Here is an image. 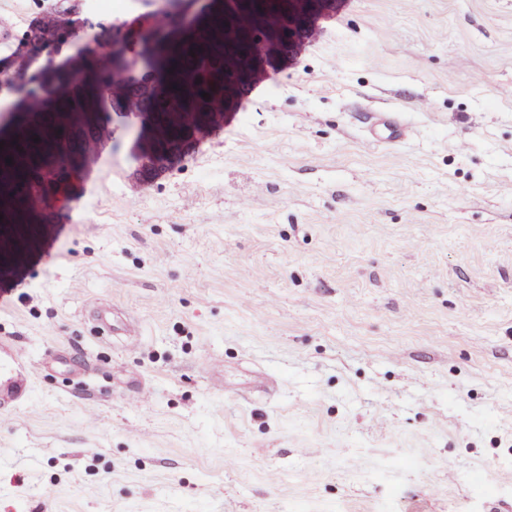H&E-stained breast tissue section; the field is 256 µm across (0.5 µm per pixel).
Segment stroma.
Wrapping results in <instances>:
<instances>
[{
  "mask_svg": "<svg viewBox=\"0 0 512 512\" xmlns=\"http://www.w3.org/2000/svg\"><path fill=\"white\" fill-rule=\"evenodd\" d=\"M173 7L0 0V104ZM510 86L512 0H337L152 183L114 122L0 224V512H512Z\"/></svg>",
  "mask_w": 512,
  "mask_h": 512,
  "instance_id": "35a3bbf8",
  "label": "stroma"
}]
</instances>
